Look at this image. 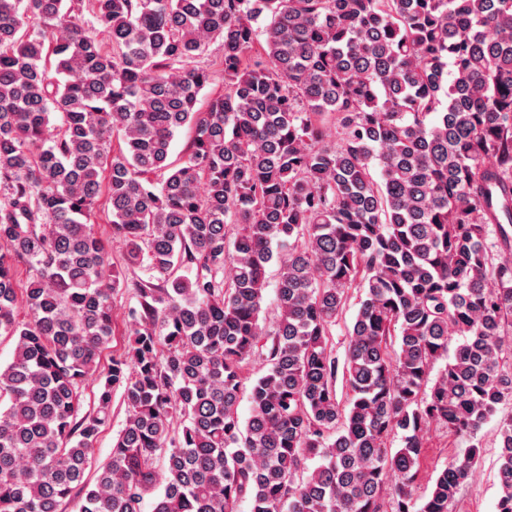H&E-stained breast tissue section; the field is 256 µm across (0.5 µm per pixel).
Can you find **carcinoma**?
Returning a JSON list of instances; mask_svg holds the SVG:
<instances>
[{
  "label": "carcinoma",
  "instance_id": "cac0c4a2",
  "mask_svg": "<svg viewBox=\"0 0 512 512\" xmlns=\"http://www.w3.org/2000/svg\"><path fill=\"white\" fill-rule=\"evenodd\" d=\"M213 43L224 90L202 103ZM506 254L512 0H0V512L147 494L153 512H448L512 398ZM129 288L130 337L82 415ZM114 389L127 417L91 482ZM433 426L473 444L418 498ZM498 435L512 512V417ZM99 209L95 218V229L107 242V248L110 253L111 261L116 264H122V257L125 252V247L120 240H112L111 224H108L107 207L104 206V201L100 202ZM361 292L357 288H350L348 290V300L346 309L343 314V319L336 325V329L333 331V352L338 359L339 370H342L344 359H345V347H346V326H350L354 315L359 307Z\"/></svg>",
  "mask_w": 512,
  "mask_h": 512
}]
</instances>
